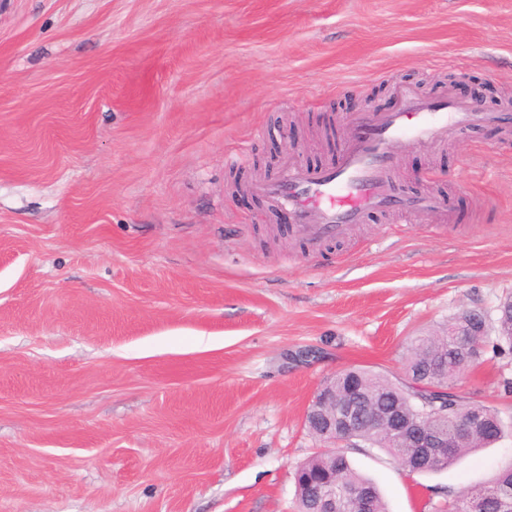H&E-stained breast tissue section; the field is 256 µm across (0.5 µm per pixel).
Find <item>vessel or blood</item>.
<instances>
[{"label":"vessel or blood","instance_id":"1","mask_svg":"<svg viewBox=\"0 0 512 512\" xmlns=\"http://www.w3.org/2000/svg\"><path fill=\"white\" fill-rule=\"evenodd\" d=\"M499 112H486L454 97L436 100L405 91L392 112L359 117L333 165L288 164L273 182H259L255 191L271 205L288 208L297 235L311 249L346 235L350 225L377 210L394 209L408 217L433 209V197L400 195L394 185V148L400 143L437 142L487 122L502 121Z\"/></svg>","mask_w":512,"mask_h":512}]
</instances>
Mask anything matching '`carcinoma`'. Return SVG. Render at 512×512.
<instances>
[{
  "label": "carcinoma",
  "mask_w": 512,
  "mask_h": 512,
  "mask_svg": "<svg viewBox=\"0 0 512 512\" xmlns=\"http://www.w3.org/2000/svg\"><path fill=\"white\" fill-rule=\"evenodd\" d=\"M512 297L500 305L504 320L500 322L493 352L502 357L512 354ZM467 318L482 320L471 310H463L448 320V328L433 335L420 336L411 342L404 363V374L422 383L420 387L408 381L366 369H346L324 382L323 387L333 392L336 400L347 397L356 386L366 395L369 411L387 417L394 416L407 423L424 424L448 436V452L436 457L405 448L389 430L381 425H367L357 429L354 436L371 446L381 448L410 472L427 473L442 470L461 457L499 441L505 434V423L497 408L475 404L467 405V397L458 386V379L480 359L485 351L487 336H453L454 328ZM428 385L448 389V413L431 412L428 401L432 393ZM322 411L313 410L306 418L308 430L324 442ZM298 512H313V485L334 482L336 488L347 493L366 495L370 512H388L386 503L374 482L356 471L345 453L324 449L300 465L295 474ZM476 504V512H512V467L502 471L495 481L483 488L464 490Z\"/></svg>",
  "instance_id": "carcinoma-1"
}]
</instances>
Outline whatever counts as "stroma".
Returning a JSON list of instances; mask_svg holds the SVG:
<instances>
[{
  "mask_svg": "<svg viewBox=\"0 0 512 512\" xmlns=\"http://www.w3.org/2000/svg\"><path fill=\"white\" fill-rule=\"evenodd\" d=\"M512 115V0H0V512H296L314 392L512 294V133L397 146L404 193L308 251L234 178L335 162L396 92ZM512 357L462 380L512 419ZM389 512L512 466L348 450Z\"/></svg>",
  "mask_w": 512,
  "mask_h": 512,
  "instance_id": "obj_1",
  "label": "stroma"
}]
</instances>
